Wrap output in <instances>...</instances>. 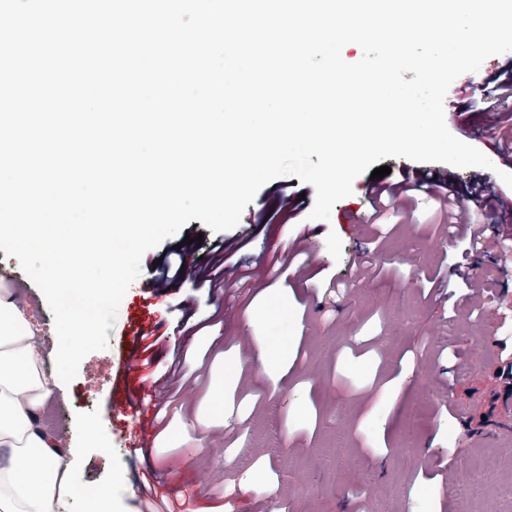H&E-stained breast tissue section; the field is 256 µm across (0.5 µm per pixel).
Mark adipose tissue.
<instances>
[{
    "mask_svg": "<svg viewBox=\"0 0 512 512\" xmlns=\"http://www.w3.org/2000/svg\"><path fill=\"white\" fill-rule=\"evenodd\" d=\"M55 383L14 289H0V512H62L83 493L43 420Z\"/></svg>",
    "mask_w": 512,
    "mask_h": 512,
    "instance_id": "obj_1",
    "label": "adipose tissue"
}]
</instances>
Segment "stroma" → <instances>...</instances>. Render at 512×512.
I'll use <instances>...</instances> for the list:
<instances>
[{"instance_id": "obj_1", "label": "stroma", "mask_w": 512, "mask_h": 512, "mask_svg": "<svg viewBox=\"0 0 512 512\" xmlns=\"http://www.w3.org/2000/svg\"><path fill=\"white\" fill-rule=\"evenodd\" d=\"M509 63L512 53L488 57L444 101L450 132L495 166L447 169L466 208L474 176L492 183L474 215L483 248L439 231V203L422 192L389 224H347L349 212L366 210L364 173L329 220L310 219L314 187L285 175L251 203L265 223L244 215L216 233L193 219L145 252L107 348L88 354L48 406L70 450L64 461L85 486L110 493L117 512H139L136 479L148 469L166 487L194 491L196 512H459L453 490L473 480L486 485L474 512H512V410L500 405L512 395V250L504 247L512 188L500 178L512 172L502 152L512 121L494 127L489 116L512 113V98L490 81ZM288 190L304 192L300 209L286 203ZM302 230L304 251L289 257ZM233 238L245 243L231 260L247 276L226 292L190 279L143 288L159 256L176 249L190 262ZM0 280L28 284L43 370L55 377L58 341L44 295L19 265L0 268ZM187 309L202 328L186 339L174 327ZM150 323L161 326L150 373L167 372L177 346L191 355L141 449L139 414L114 411L111 394L137 392L142 375L124 364L139 325ZM91 425L100 441L87 439Z\"/></svg>"}]
</instances>
